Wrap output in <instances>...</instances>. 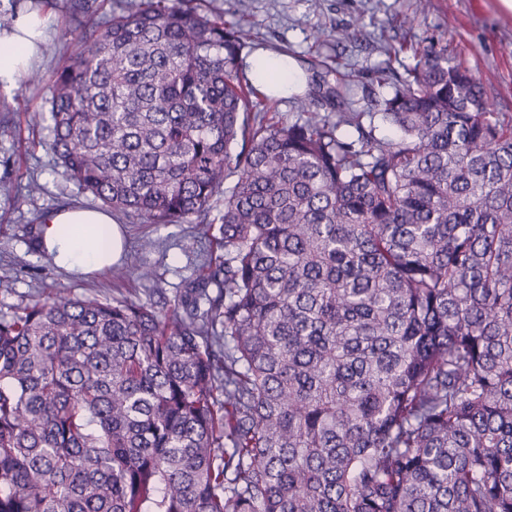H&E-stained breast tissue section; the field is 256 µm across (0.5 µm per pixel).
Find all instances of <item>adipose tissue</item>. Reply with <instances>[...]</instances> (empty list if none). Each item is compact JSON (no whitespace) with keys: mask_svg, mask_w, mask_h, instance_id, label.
Listing matches in <instances>:
<instances>
[{"mask_svg":"<svg viewBox=\"0 0 512 512\" xmlns=\"http://www.w3.org/2000/svg\"><path fill=\"white\" fill-rule=\"evenodd\" d=\"M48 39L44 20L38 11L16 17L9 31L0 33V85L15 84L39 59ZM42 226V245L60 267L82 274L101 272L111 267L122 249L120 233L110 243H102L96 227L111 225L109 213L84 208H68L46 214Z\"/></svg>","mask_w":512,"mask_h":512,"instance_id":"adipose-tissue-1","label":"adipose tissue"}]
</instances>
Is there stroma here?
I'll list each match as a JSON object with an SVG mask.
<instances>
[{
	"instance_id": "stroma-1",
	"label": "stroma",
	"mask_w": 512,
	"mask_h": 512,
	"mask_svg": "<svg viewBox=\"0 0 512 512\" xmlns=\"http://www.w3.org/2000/svg\"><path fill=\"white\" fill-rule=\"evenodd\" d=\"M415 0H193L202 12H220L234 19L245 11L254 23L256 50L244 53L242 69L252 74L254 60L289 53L303 59L327 61L343 72H355L356 96L361 105L387 94L376 72L392 68L405 72L412 57L385 54L386 39L435 37L447 41L485 84L491 109L512 113V12L500 0H431L427 19L415 18ZM39 9L50 38L37 70L44 82L33 85L20 79L9 89L0 88V313L56 292L75 298L148 297L154 284L167 295L195 278L201 252L209 247L191 224H140L118 219L125 254L130 261L123 273L99 276L68 272L56 266L40 249V220L62 206L93 207L90 196L57 166L47 146V129H30L28 112L46 107L48 78L62 56L74 49L78 33L66 0H0V31L9 30L16 16ZM362 31L363 39L337 41L338 31ZM43 186L29 198L28 178Z\"/></svg>"
}]
</instances>
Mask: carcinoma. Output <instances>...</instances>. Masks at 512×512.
I'll use <instances>...</instances> for the list:
<instances>
[{"label": "carcinoma", "instance_id": "1", "mask_svg": "<svg viewBox=\"0 0 512 512\" xmlns=\"http://www.w3.org/2000/svg\"><path fill=\"white\" fill-rule=\"evenodd\" d=\"M68 8L31 123L80 192L221 253L160 306L0 315V512H512V115L472 69L388 43L416 63L379 111L311 67L290 122L244 17Z\"/></svg>", "mask_w": 512, "mask_h": 512}]
</instances>
